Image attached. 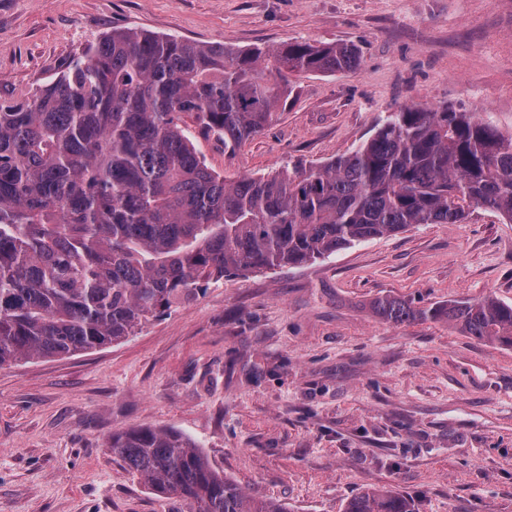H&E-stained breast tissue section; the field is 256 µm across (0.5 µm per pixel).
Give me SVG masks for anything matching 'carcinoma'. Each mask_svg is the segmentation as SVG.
<instances>
[{
  "mask_svg": "<svg viewBox=\"0 0 512 512\" xmlns=\"http://www.w3.org/2000/svg\"><path fill=\"white\" fill-rule=\"evenodd\" d=\"M344 43L236 52L114 30L82 61L0 103V368L121 342L201 284L300 266L413 224L477 209L512 220V137L448 106L390 113L355 150L234 183L211 171L186 120L232 154L293 93L290 76L352 69ZM372 312L445 320L512 347V305L494 298ZM129 471L189 512H290L244 493L184 434L133 428L108 443ZM345 512H411L385 488Z\"/></svg>",
  "mask_w": 512,
  "mask_h": 512,
  "instance_id": "obj_1",
  "label": "carcinoma"
}]
</instances>
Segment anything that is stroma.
Wrapping results in <instances>:
<instances>
[{"label": "stroma", "mask_w": 512, "mask_h": 512, "mask_svg": "<svg viewBox=\"0 0 512 512\" xmlns=\"http://www.w3.org/2000/svg\"><path fill=\"white\" fill-rule=\"evenodd\" d=\"M233 50L343 42L357 67L293 76L226 181L354 150L401 107L444 104L512 135V0H0V101H29L112 30ZM512 304V222L478 210L312 264L204 284L136 336L0 369V512H188L114 456L113 433L177 430L246 493L344 512L369 488L413 512H512V348L370 304Z\"/></svg>", "instance_id": "1"}]
</instances>
